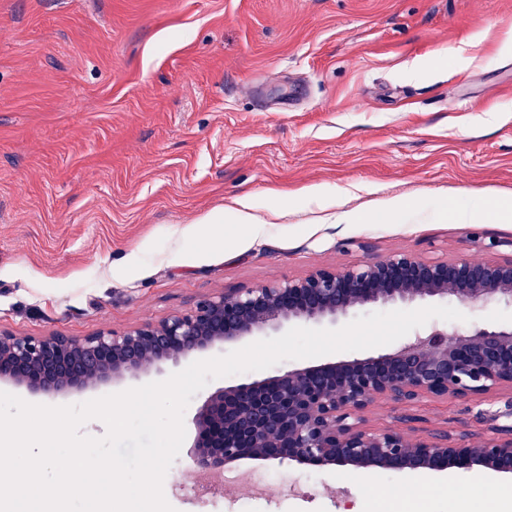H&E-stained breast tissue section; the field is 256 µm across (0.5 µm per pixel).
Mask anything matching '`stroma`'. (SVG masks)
I'll use <instances>...</instances> for the list:
<instances>
[{
	"instance_id": "1",
	"label": "stroma",
	"mask_w": 512,
	"mask_h": 512,
	"mask_svg": "<svg viewBox=\"0 0 512 512\" xmlns=\"http://www.w3.org/2000/svg\"><path fill=\"white\" fill-rule=\"evenodd\" d=\"M462 51L464 62L447 56ZM320 186L326 200L300 194ZM512 0H0V329L123 331L318 268L407 252L512 257ZM473 207L476 220L456 218ZM188 359L27 402L81 403ZM184 414L175 512H492L512 474L241 460L257 496L202 494ZM512 400L381 398L366 429L490 436Z\"/></svg>"
}]
</instances>
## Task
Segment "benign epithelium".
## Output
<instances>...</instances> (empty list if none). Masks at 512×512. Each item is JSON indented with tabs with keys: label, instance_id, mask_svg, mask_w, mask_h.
<instances>
[{
	"label": "benign epithelium",
	"instance_id": "7a95c632",
	"mask_svg": "<svg viewBox=\"0 0 512 512\" xmlns=\"http://www.w3.org/2000/svg\"><path fill=\"white\" fill-rule=\"evenodd\" d=\"M450 298L512 308V258L425 261L399 253L216 294L188 311L122 332L100 329L75 339L0 330V372L7 368L14 383L54 396L287 324L334 326L357 308ZM505 385L512 387V325L464 331L430 325L375 357L291 369L218 391L195 417L193 464L211 472L246 458H274L315 466L478 467L511 474L512 423L472 445H458L447 434L438 441L413 440L400 429L361 426V413L379 398L408 406L426 396L491 398Z\"/></svg>",
	"mask_w": 512,
	"mask_h": 512
}]
</instances>
